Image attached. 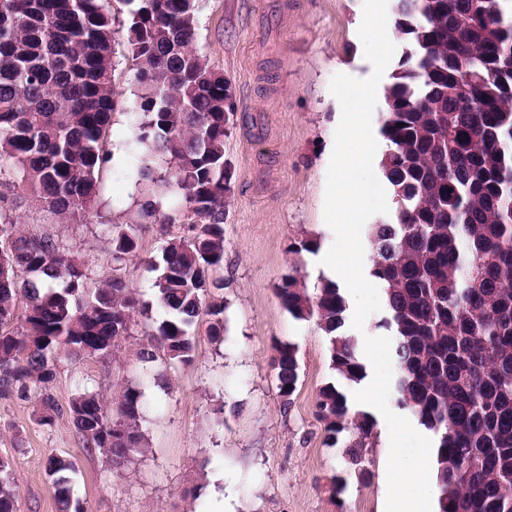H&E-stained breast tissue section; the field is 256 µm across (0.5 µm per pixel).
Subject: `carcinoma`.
I'll return each instance as SVG.
<instances>
[{"instance_id":"1","label":"carcinoma","mask_w":512,"mask_h":512,"mask_svg":"<svg viewBox=\"0 0 512 512\" xmlns=\"http://www.w3.org/2000/svg\"><path fill=\"white\" fill-rule=\"evenodd\" d=\"M136 91L126 145L137 159L143 202L112 225L118 268L94 286L78 257L51 236L27 234L0 196V399L40 391L43 425L68 415L86 450L121 464L147 451L145 393L127 387L112 406L85 390L62 405L48 391L58 362L107 354L149 316L122 274L144 224L188 225L165 241L154 273L164 317L138 344L143 365L158 351L194 362L193 328L224 339V165L231 135L224 76L195 47L196 0H121ZM406 51L385 90L379 167L394 208L370 225L369 270L386 295L378 327L392 338L397 406L434 439L436 512H512V0H399ZM115 29L112 0H0V184L20 178L41 208L76 223L97 202L112 125ZM466 93L470 105L458 104ZM294 318L317 319L331 366L350 383L366 377L343 335L347 302L326 278L309 291L293 272L275 288ZM26 300L22 316L16 315ZM299 348L275 347L281 407L299 381ZM315 416L347 463L337 477L366 474L375 439L369 413L334 385ZM58 512H85L71 460L51 456ZM9 462L0 459V512H17Z\"/></svg>"}]
</instances>
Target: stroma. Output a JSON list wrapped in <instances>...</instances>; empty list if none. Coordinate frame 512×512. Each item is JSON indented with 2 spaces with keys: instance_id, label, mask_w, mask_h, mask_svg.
<instances>
[{
  "instance_id": "obj_1",
  "label": "stroma",
  "mask_w": 512,
  "mask_h": 512,
  "mask_svg": "<svg viewBox=\"0 0 512 512\" xmlns=\"http://www.w3.org/2000/svg\"><path fill=\"white\" fill-rule=\"evenodd\" d=\"M363 0H197L196 46L222 73L232 92V134L225 157L232 179L224 206V339L216 343L195 326L192 365L159 356L142 366L136 356L159 319L138 317L111 354L64 361L50 391L60 403L83 389L112 401L141 386L148 399L142 422L148 450L115 469L104 454L86 452L69 416L39 424L36 398L0 400V459L9 460L19 512H58L46 471L49 457L75 463L71 485L87 512H383L387 498L389 432L374 414L375 444L368 474L335 489L345 468L341 448L330 446L314 417L317 393L335 384L353 395L357 384L330 366L328 339L316 320H298L274 289L293 269L315 288L326 269L322 252L334 242L324 220L327 170L341 108L330 91L335 74L369 78L357 17ZM120 4L112 6L116 31L115 106L103 142L109 161L100 172L98 208L78 223L61 224L40 210L23 184L9 189L11 219L26 232L51 234L88 268L92 281L111 273L112 227L126 223L142 196L126 152L127 112L134 72L127 59ZM183 224L146 225L139 256L126 278L143 299L152 297L144 262L166 238L186 235ZM318 236L316 253L295 251ZM299 347L300 380L288 412H281L271 364L281 342Z\"/></svg>"
}]
</instances>
